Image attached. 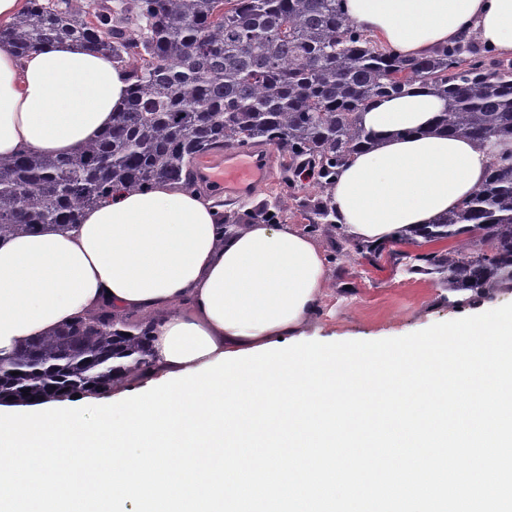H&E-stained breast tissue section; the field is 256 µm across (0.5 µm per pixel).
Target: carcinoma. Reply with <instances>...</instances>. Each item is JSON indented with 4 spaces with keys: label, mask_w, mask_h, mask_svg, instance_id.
I'll return each instance as SVG.
<instances>
[{
    "label": "carcinoma",
    "mask_w": 512,
    "mask_h": 512,
    "mask_svg": "<svg viewBox=\"0 0 512 512\" xmlns=\"http://www.w3.org/2000/svg\"><path fill=\"white\" fill-rule=\"evenodd\" d=\"M341 0H30L0 30V49L22 54L57 39L87 42L124 67L126 108L102 137L68 156L20 152L0 160V239L46 224L67 227L116 188L199 185L200 158L220 149L271 147L288 182L305 174L321 194L308 227L333 223L337 169L371 141L361 111L420 81L444 105L437 128L482 143H512V60H486L465 38L407 60L341 12ZM288 210L279 198L257 217ZM456 240L448 251L413 254ZM339 256L387 255L410 273L439 274L451 291L490 296L512 288V150L456 212L372 247L343 238ZM153 317L90 313L0 357V405L98 395L149 367Z\"/></svg>",
    "instance_id": "1"
}]
</instances>
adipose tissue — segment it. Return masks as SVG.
<instances>
[{"label":"adipose tissue","mask_w":512,"mask_h":512,"mask_svg":"<svg viewBox=\"0 0 512 512\" xmlns=\"http://www.w3.org/2000/svg\"><path fill=\"white\" fill-rule=\"evenodd\" d=\"M346 18L404 58L472 35L512 56V0H342ZM124 68L83 41L0 50V158L68 155L124 110ZM442 100L417 83L363 109L372 145L336 174V222L379 245L457 209L496 148L436 131ZM218 194L157 183L119 189L80 223L0 240V357L99 308L154 315L152 372L196 369L221 353L303 334L326 279L319 245L292 224L225 228Z\"/></svg>","instance_id":"ef3b65f1"}]
</instances>
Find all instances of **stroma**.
<instances>
[{"instance_id":"35a3bbf8","label":"stroma","mask_w":512,"mask_h":512,"mask_svg":"<svg viewBox=\"0 0 512 512\" xmlns=\"http://www.w3.org/2000/svg\"><path fill=\"white\" fill-rule=\"evenodd\" d=\"M270 169L264 181L250 195L224 202L225 214L237 223L250 224L263 202L290 198L285 221L306 228V216L319 200L315 189L298 190L285 184L275 150L267 152ZM327 266L324 295L319 310L305 328L309 341H375L396 338L425 329L435 323L477 315L512 303V288L494 296L466 295L449 291L442 276L408 273L404 264L384 257L371 262L359 256L334 260L336 227L321 225L313 234Z\"/></svg>"}]
</instances>
